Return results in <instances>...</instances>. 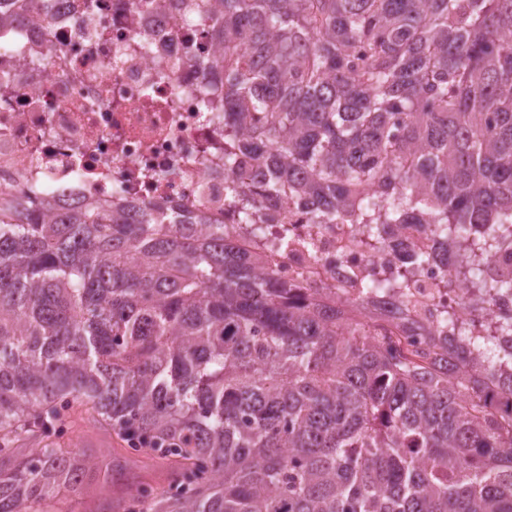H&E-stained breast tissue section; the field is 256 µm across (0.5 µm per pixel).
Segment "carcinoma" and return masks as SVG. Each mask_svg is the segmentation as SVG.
Wrapping results in <instances>:
<instances>
[{"instance_id":"carcinoma-1","label":"carcinoma","mask_w":512,"mask_h":512,"mask_svg":"<svg viewBox=\"0 0 512 512\" xmlns=\"http://www.w3.org/2000/svg\"><path fill=\"white\" fill-rule=\"evenodd\" d=\"M224 69V191L247 234L301 200L312 224L393 246L425 224L434 256L481 258L448 287L512 274V0H204ZM250 41L252 57L238 51ZM266 183L239 179L247 161ZM260 207L265 220L252 219ZM0 201V512H42L91 468L52 437L75 404L145 442L177 486L139 512H512V314L453 352L410 321L351 315L242 251L225 224L103 222ZM409 285L368 281L363 291ZM41 444L17 452L20 440Z\"/></svg>"}]
</instances>
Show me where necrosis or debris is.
I'll return each mask as SVG.
<instances>
[{"instance_id":"1","label":"necrosis or debris","mask_w":512,"mask_h":512,"mask_svg":"<svg viewBox=\"0 0 512 512\" xmlns=\"http://www.w3.org/2000/svg\"><path fill=\"white\" fill-rule=\"evenodd\" d=\"M195 0H28L0 22V191L61 214L84 202L132 218L167 206L188 221L232 224L224 192V75L210 65L208 26ZM294 240L287 252L241 235L280 276L351 301L363 279L392 277L390 251L368 248L345 224H311L300 202L277 203ZM402 315L434 323L447 306L472 317L466 294L449 296L443 264L411 271Z\"/></svg>"}]
</instances>
